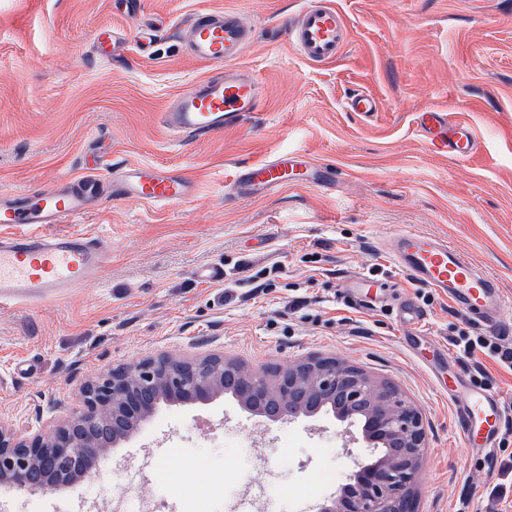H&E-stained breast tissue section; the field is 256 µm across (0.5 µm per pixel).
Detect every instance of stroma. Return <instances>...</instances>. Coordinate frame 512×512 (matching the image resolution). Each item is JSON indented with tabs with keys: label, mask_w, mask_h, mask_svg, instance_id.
I'll return each mask as SVG.
<instances>
[{
	"label": "stroma",
	"mask_w": 512,
	"mask_h": 512,
	"mask_svg": "<svg viewBox=\"0 0 512 512\" xmlns=\"http://www.w3.org/2000/svg\"><path fill=\"white\" fill-rule=\"evenodd\" d=\"M347 40L329 63L306 61L286 20L302 0H0V194L39 192L102 165H161L199 182L189 201L149 205L102 197L57 233L81 225L108 236L112 253L90 283L40 304L0 309V422H50L51 407L80 403L94 375L163 352L218 354L276 371L309 356L335 357L397 385L423 414L427 451L414 487L417 512H494L498 475L455 425L440 385L468 373L448 338L465 316L399 270L384 247L402 231L447 240L505 296L500 332L512 336V0H330ZM240 11L254 37L238 68L265 97L259 115L209 137L164 129L175 94L217 72L191 59L186 29L198 13ZM155 37L142 52L138 27ZM109 30L115 58L94 47ZM369 92L374 115L347 111ZM465 122L476 155L436 150L419 112ZM303 154L321 183L254 197L236 170ZM224 268L205 283L198 271ZM278 266L272 288L248 279ZM370 287L358 288L360 278ZM237 297L225 303V287ZM422 307L426 332L404 344L397 313ZM359 422L332 414L272 422L231 395L163 404L135 436L115 444L109 475L23 494L0 487V512H181L202 486H229L200 512H313L337 494L316 488L335 470L379 458Z\"/></svg>",
	"instance_id": "35a3bbf8"
}]
</instances>
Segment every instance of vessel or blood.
I'll use <instances>...</instances> for the list:
<instances>
[{"label": "vessel or blood", "mask_w": 512, "mask_h": 512, "mask_svg": "<svg viewBox=\"0 0 512 512\" xmlns=\"http://www.w3.org/2000/svg\"><path fill=\"white\" fill-rule=\"evenodd\" d=\"M189 53L201 63L219 65V72L179 93L162 112L165 128L189 137L211 136L238 127L260 111L264 100L257 82L235 66L252 40L251 31L233 10L206 11L189 26ZM347 35L342 14L328 0H305L294 22L292 41L308 61L325 63L340 55ZM428 141L460 157H472L475 141L465 123L447 113L426 110L418 116ZM299 157L281 155L240 167L236 189L265 196L285 189L302 166ZM137 199L148 204H178L197 190L188 175L155 166H123L107 179L74 178L38 194L19 191L0 198V226L26 225L23 233L0 234V306L37 302L77 287L97 276L112 251L105 236L79 227L56 235L48 225L75 217L99 197ZM397 265L422 285L447 296L460 310L488 327L498 324L503 294L490 278L448 241L404 231L391 239ZM449 392L458 402L455 419L466 443L475 448L496 444L503 420L512 416L501 396L472 386L458 376Z\"/></svg>", "instance_id": "obj_1"}]
</instances>
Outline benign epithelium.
<instances>
[{
    "instance_id": "7a95c632",
    "label": "benign epithelium",
    "mask_w": 512,
    "mask_h": 512,
    "mask_svg": "<svg viewBox=\"0 0 512 512\" xmlns=\"http://www.w3.org/2000/svg\"><path fill=\"white\" fill-rule=\"evenodd\" d=\"M226 368L239 370L227 390ZM226 391L261 409L273 397L275 412H266L273 421L295 419L327 404L345 419L365 418L366 437L386 449L383 459L373 469L352 472L353 491L330 497L316 512H415L412 491L427 448L422 414L398 387L378 385L358 367L322 356L277 371L272 384L263 372L221 355L186 360L163 353L104 372L83 386L79 408L53 419L49 431L0 424V486L29 493L53 489L110 455L112 444L100 442L96 434L102 423H138L161 401L192 404ZM36 470L39 482L30 477Z\"/></svg>"
}]
</instances>
